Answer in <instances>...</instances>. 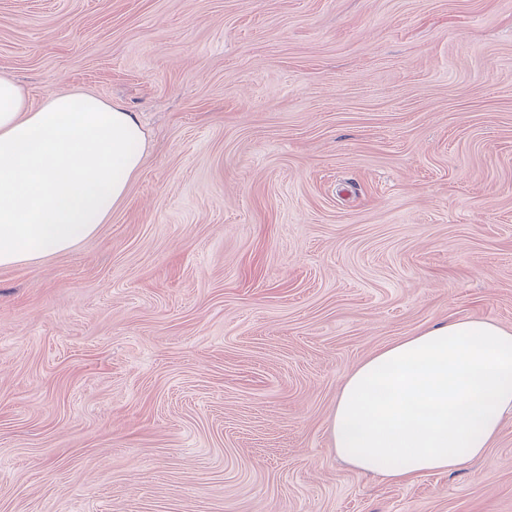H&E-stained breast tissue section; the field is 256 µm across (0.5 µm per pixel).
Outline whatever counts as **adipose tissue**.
I'll list each match as a JSON object with an SVG mask.
<instances>
[{"mask_svg": "<svg viewBox=\"0 0 512 512\" xmlns=\"http://www.w3.org/2000/svg\"><path fill=\"white\" fill-rule=\"evenodd\" d=\"M124 105L79 89L40 106L0 77V266L93 236L140 170ZM512 413V328L451 319L384 346L347 377L329 419L339 457L388 484L484 454Z\"/></svg>", "mask_w": 512, "mask_h": 512, "instance_id": "1", "label": "adipose tissue"}]
</instances>
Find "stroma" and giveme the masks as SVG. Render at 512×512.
Returning <instances> with one entry per match:
<instances>
[{"mask_svg":"<svg viewBox=\"0 0 512 512\" xmlns=\"http://www.w3.org/2000/svg\"><path fill=\"white\" fill-rule=\"evenodd\" d=\"M0 77L147 136L0 267V512H512V416L402 485L328 433L388 343L512 328V0H0Z\"/></svg>","mask_w":512,"mask_h":512,"instance_id":"obj_1","label":"stroma"}]
</instances>
